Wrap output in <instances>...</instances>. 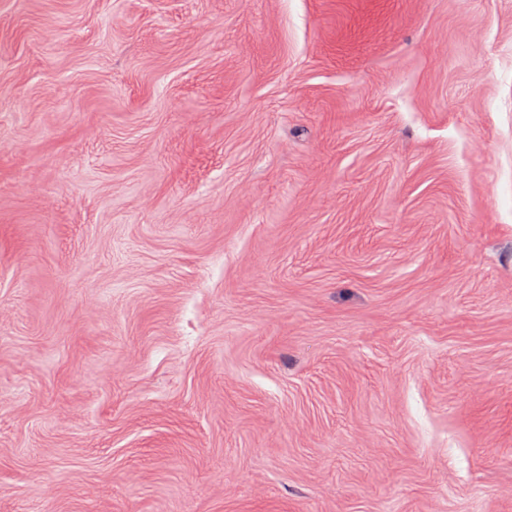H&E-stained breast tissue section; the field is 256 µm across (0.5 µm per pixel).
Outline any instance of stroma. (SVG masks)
Instances as JSON below:
<instances>
[{"instance_id":"obj_1","label":"stroma","mask_w":512,"mask_h":512,"mask_svg":"<svg viewBox=\"0 0 512 512\" xmlns=\"http://www.w3.org/2000/svg\"><path fill=\"white\" fill-rule=\"evenodd\" d=\"M0 512H512V0H0Z\"/></svg>"}]
</instances>
